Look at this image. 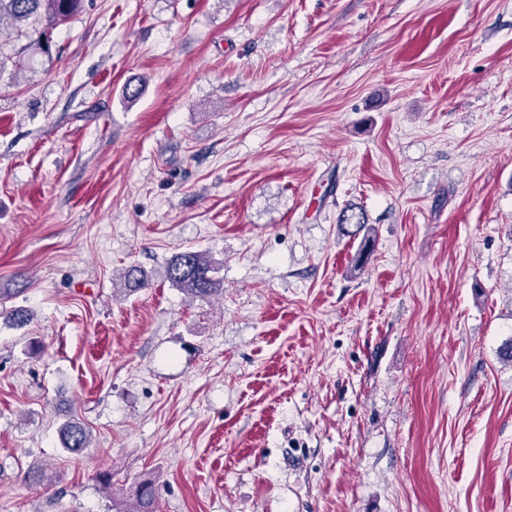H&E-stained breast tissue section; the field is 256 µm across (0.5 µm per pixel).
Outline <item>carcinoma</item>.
<instances>
[{
  "label": "carcinoma",
  "instance_id": "cac0c4a2",
  "mask_svg": "<svg viewBox=\"0 0 512 512\" xmlns=\"http://www.w3.org/2000/svg\"><path fill=\"white\" fill-rule=\"evenodd\" d=\"M84 0H0V25L9 20L15 23L31 22V29L42 31L36 39L17 51L16 66L20 69L26 63L20 57L36 54L50 55V30L83 11ZM214 262L208 254L186 249L176 253L164 267V278L179 288L191 299H209L223 293L222 280L214 276ZM123 291L134 293L148 285L146 273L139 267L130 266L122 275ZM63 448L70 454H77L88 444V433L78 422L68 421L60 428ZM113 512H158L155 484L148 480L132 482L129 499L113 502Z\"/></svg>",
  "mask_w": 512,
  "mask_h": 512
}]
</instances>
